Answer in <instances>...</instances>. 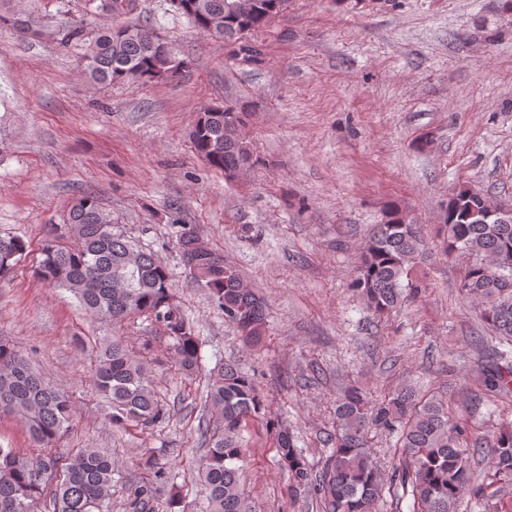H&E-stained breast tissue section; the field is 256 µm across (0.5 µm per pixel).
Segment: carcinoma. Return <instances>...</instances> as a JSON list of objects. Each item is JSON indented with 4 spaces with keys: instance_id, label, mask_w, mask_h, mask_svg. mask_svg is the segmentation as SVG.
<instances>
[{
    "instance_id": "obj_1",
    "label": "carcinoma",
    "mask_w": 512,
    "mask_h": 512,
    "mask_svg": "<svg viewBox=\"0 0 512 512\" xmlns=\"http://www.w3.org/2000/svg\"><path fill=\"white\" fill-rule=\"evenodd\" d=\"M287 0H257L256 11L242 16L235 0H181L179 14L205 33L206 21L224 20V40L241 45L252 31L265 26ZM84 70L99 83L162 80L175 58L163 40L144 25L130 22L123 32L100 29L83 57ZM248 105H214L203 111L191 131L195 151L213 168L228 174L251 167L255 158L241 129L250 119ZM482 193L461 189L450 199L442 224L447 254L472 257L462 290L476 299L496 337L512 346V217L503 223L477 215ZM70 246L49 239L34 273L49 288H64L90 313L114 322L145 318L156 324L173 347L180 369L188 376L202 371L199 336L174 302L166 266L151 252L114 231L112 216L92 195L74 200L64 224ZM427 242L413 222L397 209L377 225L363 247L353 287L377 315L396 307L404 278ZM18 237H0V278L27 256ZM196 272L211 286L212 298L224 319L246 341L266 334L265 302L236 269L213 250L197 256ZM96 389L108 400L112 426L153 427L170 416L148 375L147 362L135 356L123 336L105 340L93 359ZM490 391H512V367L493 362L484 372ZM204 407L215 417L202 418L199 431L206 448L202 478L208 495L206 512H253L240 480L238 462L247 448L243 432L256 422L273 436L279 463L288 470L294 492L310 488L320 494L323 512H378L387 490L411 489L413 512H455L458 500L484 487L472 485L470 458L483 451L488 478L512 481V426H503L480 441L470 440L467 423L448 416V403L420 396L401 386L377 401L357 388L346 391L336 405V426L327 441L332 452L322 472L313 474L288 430L262 416L264 403L254 381L226 364L207 373ZM74 402L31 367L27 355L0 336V414L22 419L37 451L0 448V512H35L52 495L54 512H109L112 504V453L86 447L67 459L50 445L70 425ZM374 429L398 435L401 454L385 473L371 453L368 434ZM152 491L137 486L129 512H146Z\"/></svg>"
}]
</instances>
